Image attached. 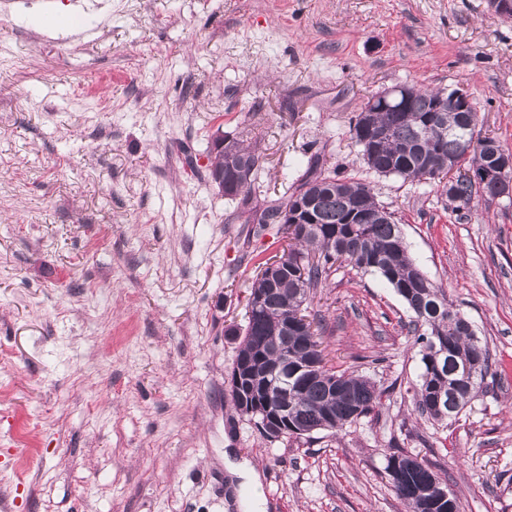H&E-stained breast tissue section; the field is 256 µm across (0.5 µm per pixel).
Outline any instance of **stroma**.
<instances>
[{"label":"stroma","mask_w":512,"mask_h":512,"mask_svg":"<svg viewBox=\"0 0 512 512\" xmlns=\"http://www.w3.org/2000/svg\"><path fill=\"white\" fill-rule=\"evenodd\" d=\"M464 86L512 152V18L488 0H0V498L11 512H239L224 451L274 512H405L424 459L462 512H512V197L369 171L352 125L395 85ZM261 156L252 203L311 160L370 183L498 375L458 420L414 410L402 298L335 264L310 294L329 367L392 385L337 432L272 440L227 388L257 266L281 251L208 176L216 134ZM29 434L10 435L18 425ZM224 468L228 474L229 486L259 488L262 485V473L246 459L233 463L224 451Z\"/></svg>","instance_id":"1"}]
</instances>
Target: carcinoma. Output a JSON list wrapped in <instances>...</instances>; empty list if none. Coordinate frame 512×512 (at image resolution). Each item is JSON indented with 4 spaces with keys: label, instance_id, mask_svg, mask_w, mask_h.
Listing matches in <instances>:
<instances>
[{
    "label": "carcinoma",
    "instance_id": "obj_1",
    "mask_svg": "<svg viewBox=\"0 0 512 512\" xmlns=\"http://www.w3.org/2000/svg\"><path fill=\"white\" fill-rule=\"evenodd\" d=\"M440 97H448V89H420L401 109L394 99L383 103L382 93L378 92L368 98L373 106L366 119L356 116L353 138L368 169L385 176L442 182L451 193L452 211H469L475 199L491 193L492 186L467 179L461 171L495 168L497 158L487 144L495 145L499 151L502 147L476 126L467 131L469 144H462L457 133L465 126L468 113L433 111ZM250 162H260L259 154L243 141L231 138L224 151L213 155L209 172L219 173ZM317 165L316 161L309 164L295 192L286 198L289 203L295 200L310 205L311 218L284 225L288 243L276 261L278 270L270 275L264 270L267 262L259 264L261 271L248 303L251 315L235 336L236 359L249 358L254 370L252 419L265 420L263 373L269 364L283 357L288 359L289 367L288 402L310 434L325 430L321 421L326 417L333 421L334 431L357 422L374 411L389 391L370 377L323 365L321 336L307 320L305 303L311 290L327 279L338 261L379 276L403 299L411 312L410 332L420 345L422 363L419 384L414 388L415 410L433 421L457 419L491 369L487 346L475 333L461 327L464 314L415 264L399 225L378 202L370 185L319 170ZM253 193L251 184H224V196L237 198L244 206ZM283 315L302 329L284 355L268 351L274 339L275 319ZM435 345L446 349L441 360L432 352ZM457 367L475 368L471 382L460 388L448 385V373ZM438 396L446 404L453 403L456 411L450 415L446 407L437 409L434 400ZM402 456V452L390 455L386 471L407 512H443L430 490L448 488L446 481L424 460L411 472L395 473L392 464Z\"/></svg>",
    "mask_w": 512,
    "mask_h": 512
}]
</instances>
